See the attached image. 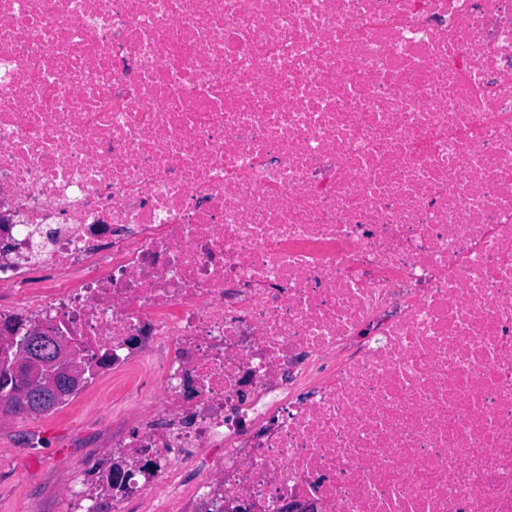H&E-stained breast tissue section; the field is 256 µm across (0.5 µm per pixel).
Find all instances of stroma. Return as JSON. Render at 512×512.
<instances>
[{
	"mask_svg": "<svg viewBox=\"0 0 512 512\" xmlns=\"http://www.w3.org/2000/svg\"><path fill=\"white\" fill-rule=\"evenodd\" d=\"M125 375L88 382L58 410L42 416H0V512H68L64 483L108 455L113 426L137 432L134 413L116 404Z\"/></svg>",
	"mask_w": 512,
	"mask_h": 512,
	"instance_id": "35a3bbf8",
	"label": "stroma"
}]
</instances>
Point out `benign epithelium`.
<instances>
[{
    "instance_id": "7a95c632",
    "label": "benign epithelium",
    "mask_w": 512,
    "mask_h": 512,
    "mask_svg": "<svg viewBox=\"0 0 512 512\" xmlns=\"http://www.w3.org/2000/svg\"><path fill=\"white\" fill-rule=\"evenodd\" d=\"M45 330L39 328L30 329V335L20 340L10 338L6 348H17L20 362L27 365L30 388L27 394L19 396V402L28 407L36 402H58L70 391L79 387L83 381V371L71 360V342L64 336L54 335L59 355L53 361H46L39 348L41 334ZM17 402V403H19ZM13 401L0 402V412L5 414L7 410L17 406Z\"/></svg>"
}]
</instances>
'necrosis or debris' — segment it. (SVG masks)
Instances as JSON below:
<instances>
[{"mask_svg": "<svg viewBox=\"0 0 512 512\" xmlns=\"http://www.w3.org/2000/svg\"><path fill=\"white\" fill-rule=\"evenodd\" d=\"M8 211L107 512H512V0H0Z\"/></svg>", "mask_w": 512, "mask_h": 512, "instance_id": "1", "label": "necrosis or debris"}]
</instances>
